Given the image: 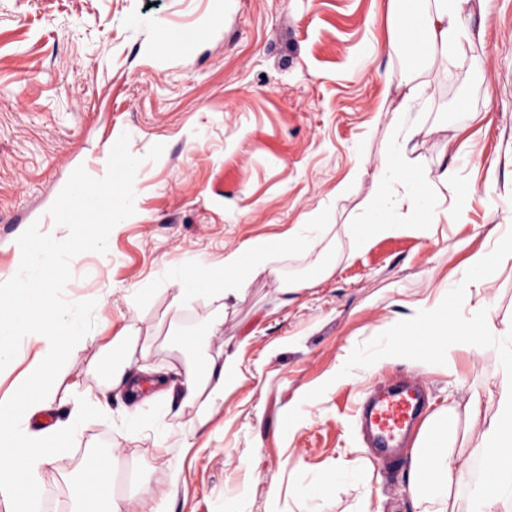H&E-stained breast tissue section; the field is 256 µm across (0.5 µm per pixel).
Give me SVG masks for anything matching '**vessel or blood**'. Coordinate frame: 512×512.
Listing matches in <instances>:
<instances>
[{
	"mask_svg": "<svg viewBox=\"0 0 512 512\" xmlns=\"http://www.w3.org/2000/svg\"><path fill=\"white\" fill-rule=\"evenodd\" d=\"M425 402L420 384L379 386L361 411L375 452L396 459L398 444L421 415Z\"/></svg>",
	"mask_w": 512,
	"mask_h": 512,
	"instance_id": "obj_1",
	"label": "vessel or blood"
}]
</instances>
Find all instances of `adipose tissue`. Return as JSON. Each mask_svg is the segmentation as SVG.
Here are the masks:
<instances>
[{
    "label": "adipose tissue",
    "instance_id": "obj_1",
    "mask_svg": "<svg viewBox=\"0 0 512 512\" xmlns=\"http://www.w3.org/2000/svg\"><path fill=\"white\" fill-rule=\"evenodd\" d=\"M419 24L423 32L420 42H413L406 32H399L389 46L395 52L414 60L425 61L441 54L446 66H454L456 50L476 37L470 25L475 4L488 0H421ZM393 136L381 156L374 173L377 185L376 200L371 203L363 223L352 225L351 237L355 249L369 248L381 236L397 234L407 226L421 227L434 218L432 202L437 188L454 191L455 179L451 169L440 168L428 174L420 187H411L414 161L409 145L416 131L404 121L403 113L391 117ZM275 238L250 240L244 252L233 253L210 267L207 280L185 274L177 281V294L194 298L201 293L216 301H225L243 291L252 273L274 271L275 262L283 250ZM430 329L432 351L447 355L452 342H482L496 337L499 342V367L495 390L497 413L482 432L475 448L483 458L486 469L479 483L472 512H512V326L496 328L488 309H481L468 323L450 322L430 311L425 315ZM114 352L98 367L107 389H122L129 398H136L138 386L129 364L138 372H146L147 349L134 350L129 339H113ZM136 371V372H137ZM241 362L237 355L209 358L202 370L190 372L181 382L180 404L196 408L200 421H207L215 407L223 402L225 392L241 377ZM439 439L438 452H431V439ZM455 422L447 417L428 419L418 435L411 457V477L416 489L426 494L431 512H448V492L456 484L469 479L470 460L454 446ZM78 512H128L122 499L112 496L106 468L85 473L81 482Z\"/></svg>",
    "mask_w": 512,
    "mask_h": 512
}]
</instances>
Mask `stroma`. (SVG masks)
I'll list each match as a JSON object with an SVG mask.
<instances>
[{
    "mask_svg": "<svg viewBox=\"0 0 512 512\" xmlns=\"http://www.w3.org/2000/svg\"><path fill=\"white\" fill-rule=\"evenodd\" d=\"M470 24L485 36L449 68L390 51L389 0H0V274L17 270L29 226L67 237L49 209L77 167L104 177L124 133L142 159L134 215L106 253L73 262L64 296L95 300L94 324L47 413L64 420L98 394L94 366L122 333L175 388L221 351L244 373L203 425L151 385L137 411L109 395L106 417L42 470L41 512H72L80 474L106 457L130 512L155 498L168 512H428L408 466L378 460L361 431L367 394L397 379L420 380L429 411L456 414V447L481 465L497 345L461 344L445 362L391 355L399 327L451 299L460 321L487 306L495 325L512 323V264L480 278L469 263L512 238V0H490ZM178 28L201 36L155 55ZM405 73L432 90L406 114L420 129L416 170L449 167L456 191L439 194L447 219L359 252L350 227L374 198ZM306 224L325 225L318 245L285 250L280 276H251L216 334L209 297L177 302L173 276ZM326 262L333 276L313 283ZM285 279L305 287L284 294Z\"/></svg>",
    "mask_w": 512,
    "mask_h": 512,
    "instance_id": "obj_1",
    "label": "stroma"
}]
</instances>
